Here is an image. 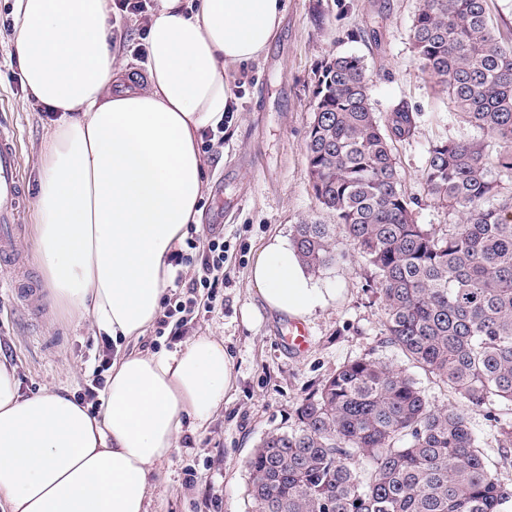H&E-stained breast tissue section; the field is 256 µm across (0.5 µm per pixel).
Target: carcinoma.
Here are the masks:
<instances>
[{"instance_id": "cac0c4a2", "label": "carcinoma", "mask_w": 512, "mask_h": 512, "mask_svg": "<svg viewBox=\"0 0 512 512\" xmlns=\"http://www.w3.org/2000/svg\"><path fill=\"white\" fill-rule=\"evenodd\" d=\"M487 0H424L412 25L421 70L476 134L428 149V195L456 221L419 224L402 192L396 143L419 113L375 112L355 55L315 81L306 153L314 195L334 224L304 220L292 243L316 274L336 247L356 251L386 308V342L439 379L463 407L433 406L382 361L340 366L269 432L245 463L253 512H512L472 433L467 407L512 404V44Z\"/></svg>"}]
</instances>
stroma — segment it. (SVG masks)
<instances>
[{"label": "stroma", "mask_w": 512, "mask_h": 512, "mask_svg": "<svg viewBox=\"0 0 512 512\" xmlns=\"http://www.w3.org/2000/svg\"><path fill=\"white\" fill-rule=\"evenodd\" d=\"M282 25L261 62L230 70L236 103L224 143L209 154L206 190L197 229L224 237V286L212 312L188 323L171 340L148 332L136 349L174 351L187 338L208 334L224 341L234 364L235 384L207 430L181 444L153 490L151 512H251L244 463L260 438L294 426L296 410L344 363L367 357L394 368L404 357L385 342V308L368 271L353 253L314 275L325 302L304 320L308 348L285 349L280 330L286 316L265 309L250 283L254 257L274 237L291 239L305 218L333 223L318 205L308 174L305 136L312 118L313 88L324 61L338 54L361 57L370 79V99L384 113L399 101L420 112L412 141L396 144L401 185L414 201L419 223L444 224L448 217L427 195L422 172L429 147L470 135L448 119V98L423 73L412 49V23L423 0H283ZM15 0H0V111L19 144L27 185L22 233L13 259L0 258V359L15 366L23 395L61 385L83 392L99 364L104 337L54 307L42 266L35 258L34 201L40 183L39 151L55 116L27 103L28 90L14 48ZM408 368V367H407ZM467 410L493 473L512 480V455L497 444L498 420L512 419V405ZM195 470L187 480L186 467Z\"/></svg>", "instance_id": "1"}]
</instances>
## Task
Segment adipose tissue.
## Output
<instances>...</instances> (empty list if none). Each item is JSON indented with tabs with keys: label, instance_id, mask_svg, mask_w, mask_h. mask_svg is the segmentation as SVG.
<instances>
[{
	"label": "adipose tissue",
	"instance_id": "obj_1",
	"mask_svg": "<svg viewBox=\"0 0 512 512\" xmlns=\"http://www.w3.org/2000/svg\"><path fill=\"white\" fill-rule=\"evenodd\" d=\"M16 9L28 100L57 116L35 201L50 298L97 332L139 340L200 213L199 145L234 99L226 72L266 57L284 2L156 0L141 85L112 53V0H16ZM250 281L278 314L302 318L324 302L280 237L257 254ZM233 383L224 341L210 335L117 356L95 411L60 388L22 395L15 367L0 361V512H149L160 467Z\"/></svg>",
	"mask_w": 512,
	"mask_h": 512
}]
</instances>
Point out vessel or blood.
I'll use <instances>...</instances> for the list:
<instances>
[{"mask_svg":"<svg viewBox=\"0 0 512 512\" xmlns=\"http://www.w3.org/2000/svg\"><path fill=\"white\" fill-rule=\"evenodd\" d=\"M24 188L17 141L10 129L0 126V253L5 255L12 253L20 234ZM283 343L290 351H305L309 332L301 322H290Z\"/></svg>","mask_w":512,"mask_h":512,"instance_id":"vessel-or-blood-1","label":"vessel or blood"}]
</instances>
